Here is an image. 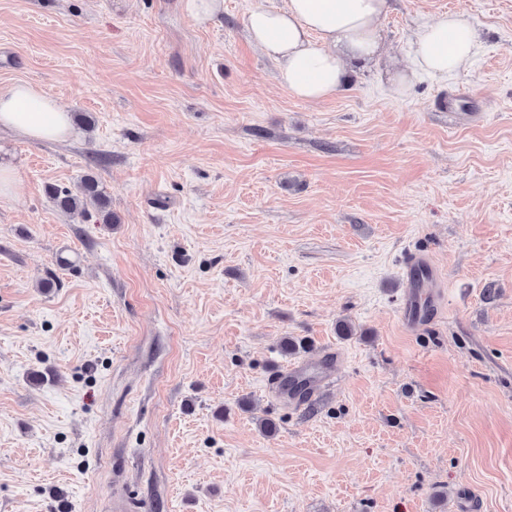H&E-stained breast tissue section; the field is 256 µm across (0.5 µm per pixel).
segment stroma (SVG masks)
<instances>
[{
	"mask_svg": "<svg viewBox=\"0 0 512 512\" xmlns=\"http://www.w3.org/2000/svg\"><path fill=\"white\" fill-rule=\"evenodd\" d=\"M259 1L0 0V89L73 127L0 136V512H512V0H391L317 102L247 38ZM448 12L479 54L394 95ZM89 171L119 223L50 198ZM329 353L322 399L276 394ZM184 8L193 17L206 23L224 10L223 0H183ZM38 142H61L71 132L69 112L29 82L0 91V132Z\"/></svg>",
	"mask_w": 512,
	"mask_h": 512,
	"instance_id": "35a3bbf8",
	"label": "stroma"
}]
</instances>
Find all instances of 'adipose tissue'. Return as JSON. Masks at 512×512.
<instances>
[{"label": "adipose tissue", "instance_id": "adipose-tissue-1", "mask_svg": "<svg viewBox=\"0 0 512 512\" xmlns=\"http://www.w3.org/2000/svg\"><path fill=\"white\" fill-rule=\"evenodd\" d=\"M388 0H283L249 12V40L276 66L278 82L296 98L326 99L346 81L347 61H368L378 52ZM480 48L462 13H444L422 25L412 43L409 72L394 78L404 91L412 76L443 81L465 70ZM38 142H61L70 116L55 98L28 82L0 91V131Z\"/></svg>", "mask_w": 512, "mask_h": 512}]
</instances>
